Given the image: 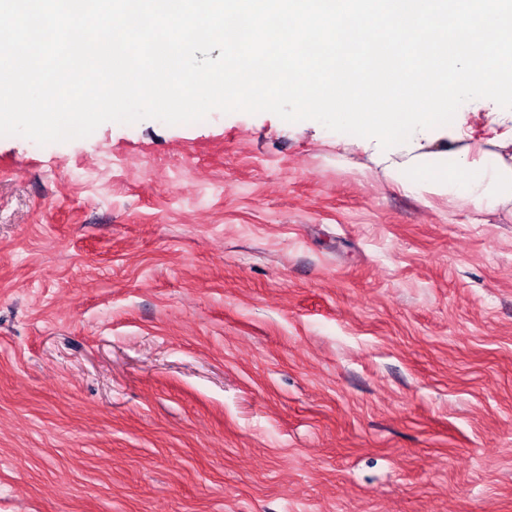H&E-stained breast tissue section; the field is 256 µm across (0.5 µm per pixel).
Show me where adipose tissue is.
I'll return each instance as SVG.
<instances>
[{
    "label": "adipose tissue",
    "mask_w": 512,
    "mask_h": 512,
    "mask_svg": "<svg viewBox=\"0 0 512 512\" xmlns=\"http://www.w3.org/2000/svg\"><path fill=\"white\" fill-rule=\"evenodd\" d=\"M497 153L458 151L453 167L445 168L423 158L406 190L446 195L479 210L494 211L512 203V163L504 156L512 149V138L501 140Z\"/></svg>",
    "instance_id": "1"
}]
</instances>
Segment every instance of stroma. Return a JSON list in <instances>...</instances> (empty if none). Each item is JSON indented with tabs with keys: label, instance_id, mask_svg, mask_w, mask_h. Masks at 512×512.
<instances>
[{
	"label": "stroma",
	"instance_id": "stroma-1",
	"mask_svg": "<svg viewBox=\"0 0 512 512\" xmlns=\"http://www.w3.org/2000/svg\"><path fill=\"white\" fill-rule=\"evenodd\" d=\"M451 161L512 109L474 99ZM312 120L0 136V512H512V207Z\"/></svg>",
	"mask_w": 512,
	"mask_h": 512
}]
</instances>
